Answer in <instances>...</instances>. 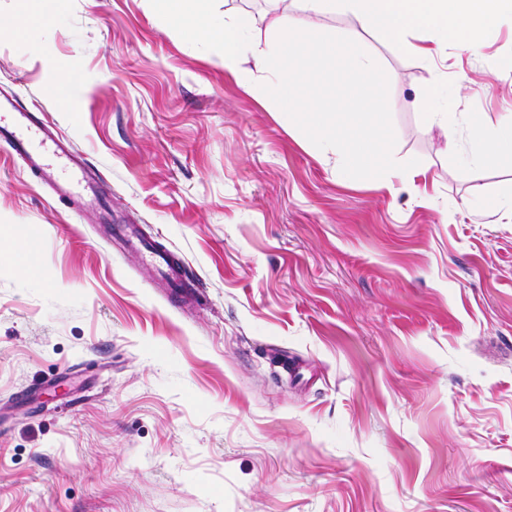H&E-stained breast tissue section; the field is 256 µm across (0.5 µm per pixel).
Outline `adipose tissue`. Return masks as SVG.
Here are the masks:
<instances>
[{"mask_svg": "<svg viewBox=\"0 0 512 512\" xmlns=\"http://www.w3.org/2000/svg\"><path fill=\"white\" fill-rule=\"evenodd\" d=\"M155 13L176 30L217 44L224 69L246 89L272 101L288 123H304L322 152L333 153L346 175L391 186L393 179L415 182L419 169L395 167L391 132L384 121L388 100L379 87L385 80L375 57L345 35L324 37L316 20L329 12H345L384 37L403 42L407 33L423 29L440 39H454L475 52L501 16L512 15V0H275L269 38L257 42L249 22L234 12L215 21L199 9V0H150ZM354 72L356 111L339 116L319 96L322 86ZM428 127L448 132L468 126L475 167L512 166V115L490 125L478 117L436 107L424 113Z\"/></svg>", "mask_w": 512, "mask_h": 512, "instance_id": "1", "label": "adipose tissue"}]
</instances>
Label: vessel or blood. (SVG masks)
Returning a JSON list of instances; mask_svg holds the SVG:
<instances>
[{
    "mask_svg": "<svg viewBox=\"0 0 512 512\" xmlns=\"http://www.w3.org/2000/svg\"><path fill=\"white\" fill-rule=\"evenodd\" d=\"M0 139L26 162L36 177L52 185L59 196H74L75 185L70 180L57 176L47 163L42 149L51 147L56 156L66 159L73 168L79 170L84 167L82 154L70 142L56 138L45 124L35 121L30 107L23 104L19 96L8 97L0 102ZM113 236L124 247L139 251L158 270L172 295H179L182 288L186 287L187 276L183 267L175 263L166 251L149 239L141 237L135 227L127 224L114 225Z\"/></svg>",
    "mask_w": 512,
    "mask_h": 512,
    "instance_id": "obj_1",
    "label": "vessel or blood"
}]
</instances>
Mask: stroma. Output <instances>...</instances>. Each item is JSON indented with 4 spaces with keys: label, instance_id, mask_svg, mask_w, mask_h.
I'll return each instance as SVG.
<instances>
[{
    "label": "stroma",
    "instance_id": "35a3bbf8",
    "mask_svg": "<svg viewBox=\"0 0 512 512\" xmlns=\"http://www.w3.org/2000/svg\"><path fill=\"white\" fill-rule=\"evenodd\" d=\"M0 91L81 150V207L0 149V512H512V169L465 126L512 113V19L426 60L328 13L391 81L397 166L342 175L147 0H0ZM72 85L65 100L56 88ZM457 149L443 154L444 138ZM187 271L168 297L111 227ZM429 128L438 129L443 137L448 130L455 128L461 121L468 126L470 151L467 163L475 167L512 166V114L489 125L479 117H465L458 112H448L446 107L438 106L434 112L423 115Z\"/></svg>",
    "mask_w": 512,
    "mask_h": 512
}]
</instances>
